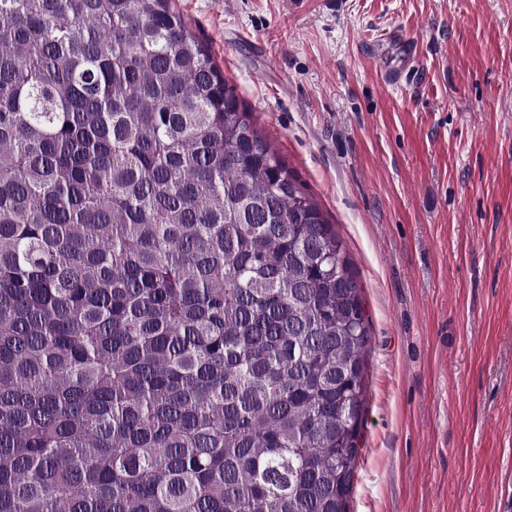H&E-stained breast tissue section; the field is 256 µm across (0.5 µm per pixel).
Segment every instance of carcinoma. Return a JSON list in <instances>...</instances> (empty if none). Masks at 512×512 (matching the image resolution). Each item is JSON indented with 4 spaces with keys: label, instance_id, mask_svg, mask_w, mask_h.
<instances>
[{
    "label": "carcinoma",
    "instance_id": "cac0c4a2",
    "mask_svg": "<svg viewBox=\"0 0 512 512\" xmlns=\"http://www.w3.org/2000/svg\"><path fill=\"white\" fill-rule=\"evenodd\" d=\"M370 338L172 0H0V512H348Z\"/></svg>",
    "mask_w": 512,
    "mask_h": 512
}]
</instances>
